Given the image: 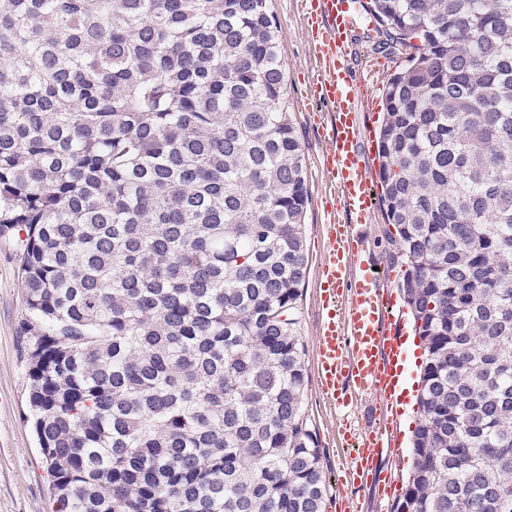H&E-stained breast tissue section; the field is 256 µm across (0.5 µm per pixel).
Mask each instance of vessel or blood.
Instances as JSON below:
<instances>
[{"instance_id":"1","label":"vessel or blood","mask_w":512,"mask_h":512,"mask_svg":"<svg viewBox=\"0 0 512 512\" xmlns=\"http://www.w3.org/2000/svg\"><path fill=\"white\" fill-rule=\"evenodd\" d=\"M354 12L353 0H302V22L316 60L307 75L308 96L330 107L318 128L326 143L324 167L332 196L344 214L323 231L314 363L318 389L329 406L345 410L371 395L391 416L398 411L408 364L397 338L392 298L379 288V273L362 258L359 229L371 223L378 192L363 160L358 114L364 102L348 63ZM339 433L352 449L341 482L355 496L366 487L364 473L378 470L395 447L397 427L390 418L360 430L347 421Z\"/></svg>"}]
</instances>
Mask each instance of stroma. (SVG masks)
<instances>
[{
  "label": "stroma",
  "instance_id": "obj_1",
  "mask_svg": "<svg viewBox=\"0 0 512 512\" xmlns=\"http://www.w3.org/2000/svg\"><path fill=\"white\" fill-rule=\"evenodd\" d=\"M279 31L288 106L301 143L308 187L305 224V249L308 266L297 303L296 334L305 349L306 364H313L317 341L318 313L315 306L317 267L323 250L322 227L331 217L332 200L321 169L323 139L314 125L305 99L303 75L313 66V53L304 31L299 0H269ZM375 31L367 20L358 19L350 46V72L354 81L369 89L373 107L365 115L363 130L366 155L371 170H378L377 137L383 112L382 92L392 74L408 64L405 51L381 55L371 51L369 37ZM392 225L383 210H375L363 235L366 249L380 273L395 272L392 289H399L407 259L389 240ZM24 312L21 271L17 244L0 239V512H50L51 477L37 440L27 420V361L19 336ZM310 428L322 450V465L329 485L326 512H341L344 487L339 482L344 462L341 448L333 436L336 415L321 397L316 379H308L304 401ZM417 405L413 392H406L398 417L399 451L386 463L393 474L407 479L412 467V432Z\"/></svg>",
  "mask_w": 512,
  "mask_h": 512
}]
</instances>
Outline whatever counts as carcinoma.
<instances>
[{
	"mask_svg": "<svg viewBox=\"0 0 512 512\" xmlns=\"http://www.w3.org/2000/svg\"><path fill=\"white\" fill-rule=\"evenodd\" d=\"M423 348L395 512H512V0H368ZM268 0H0V238L56 512H325Z\"/></svg>",
	"mask_w": 512,
	"mask_h": 512,
	"instance_id": "cac0c4a2",
	"label": "carcinoma"
}]
</instances>
